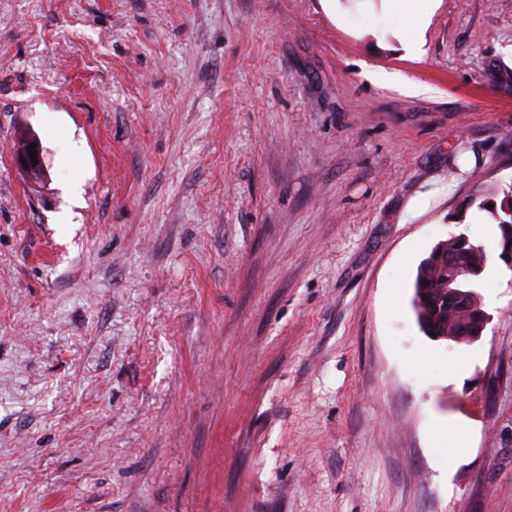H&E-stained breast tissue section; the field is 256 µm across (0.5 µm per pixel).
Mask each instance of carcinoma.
Wrapping results in <instances>:
<instances>
[{
	"label": "carcinoma",
	"mask_w": 512,
	"mask_h": 512,
	"mask_svg": "<svg viewBox=\"0 0 512 512\" xmlns=\"http://www.w3.org/2000/svg\"><path fill=\"white\" fill-rule=\"evenodd\" d=\"M474 206L487 214L489 223L498 226L501 253L511 252L507 244H512V182L500 188L475 191L466 204L448 216V221L465 223L468 211ZM488 261L485 248L462 233L432 247L417 267L412 301L417 323L425 335L437 339L451 336L457 344H471L466 338L470 314L448 301V289L454 284L446 281L447 267L451 262L462 268L484 270Z\"/></svg>",
	"instance_id": "cac0c4a2"
}]
</instances>
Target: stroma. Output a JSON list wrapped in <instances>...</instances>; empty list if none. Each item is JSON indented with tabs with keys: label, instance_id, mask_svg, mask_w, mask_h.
Returning a JSON list of instances; mask_svg holds the SVG:
<instances>
[{
	"label": "stroma",
	"instance_id": "1",
	"mask_svg": "<svg viewBox=\"0 0 512 512\" xmlns=\"http://www.w3.org/2000/svg\"><path fill=\"white\" fill-rule=\"evenodd\" d=\"M400 6L0 0V512H512V278L448 221L512 181V0ZM458 233L469 345L411 306ZM409 2L404 4L403 12L406 18V24L412 28V31L420 35L425 27L426 13L423 10V1L425 0H403Z\"/></svg>",
	"mask_w": 512,
	"mask_h": 512
}]
</instances>
